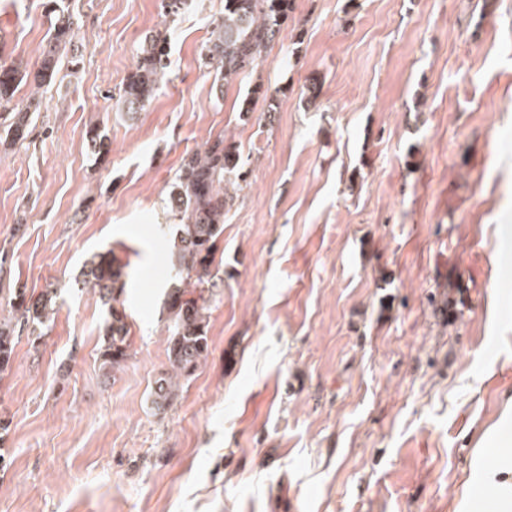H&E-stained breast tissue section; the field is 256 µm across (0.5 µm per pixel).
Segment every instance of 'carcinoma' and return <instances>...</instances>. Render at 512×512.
I'll list each match as a JSON object with an SVG mask.
<instances>
[{
  "label": "carcinoma",
  "mask_w": 512,
  "mask_h": 512,
  "mask_svg": "<svg viewBox=\"0 0 512 512\" xmlns=\"http://www.w3.org/2000/svg\"><path fill=\"white\" fill-rule=\"evenodd\" d=\"M48 11L49 33L37 68L30 69L21 60L0 63V141L11 146L32 137L34 113L42 105L37 93L56 84L62 56L71 54L72 64L81 56L74 21L62 0L48 3ZM292 11L293 0H224V16L211 21L210 37L200 52L201 65L215 74L218 95L261 57ZM166 43L167 31H158L145 37L137 49L136 63L118 92L124 111L132 117L152 101L159 80L170 68ZM23 83L34 92L21 106L14 99ZM278 93L257 84L242 101L240 117L249 119L259 101L265 104L266 113L277 111ZM86 139L94 154L108 156L111 142L98 127L88 128ZM244 167L238 149L219 136L183 158L168 193L170 215L177 224L168 241L173 280L166 301L168 368L154 379L149 394L156 414L174 403L180 380L193 374L210 354L207 312L214 297V258L224 234L226 206L250 186ZM75 282L94 290L106 310L100 368L109 377L130 356L126 314L119 308L123 268L107 254L98 253L83 264ZM7 305L11 317L0 318L1 373L12 367L19 336H27L34 346L49 334L59 311L57 289L47 288L37 296L18 289L8 296Z\"/></svg>",
  "instance_id": "carcinoma-1"
}]
</instances>
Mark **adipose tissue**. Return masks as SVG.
<instances>
[{"instance_id": "adipose-tissue-1", "label": "adipose tissue", "mask_w": 512, "mask_h": 512, "mask_svg": "<svg viewBox=\"0 0 512 512\" xmlns=\"http://www.w3.org/2000/svg\"><path fill=\"white\" fill-rule=\"evenodd\" d=\"M512 443V422L489 427L476 448L478 458L497 457L493 466L478 465L473 470L456 512H512V456L500 455Z\"/></svg>"}]
</instances>
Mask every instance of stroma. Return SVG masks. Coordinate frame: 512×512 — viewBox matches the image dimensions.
<instances>
[{
  "instance_id": "obj_1",
  "label": "stroma",
  "mask_w": 512,
  "mask_h": 512,
  "mask_svg": "<svg viewBox=\"0 0 512 512\" xmlns=\"http://www.w3.org/2000/svg\"><path fill=\"white\" fill-rule=\"evenodd\" d=\"M45 3L0 0V59L37 61ZM65 3L81 67L33 144L0 145V296L64 287L0 373V512H454L512 400V0H294L220 97L197 60L224 0L171 24L160 0ZM163 27L170 70L129 118L118 90ZM260 82L279 108L242 120ZM219 136L250 189L224 217L211 354L157 415L156 227L183 157ZM107 251L131 342L111 379L100 300L74 284Z\"/></svg>"
}]
</instances>
